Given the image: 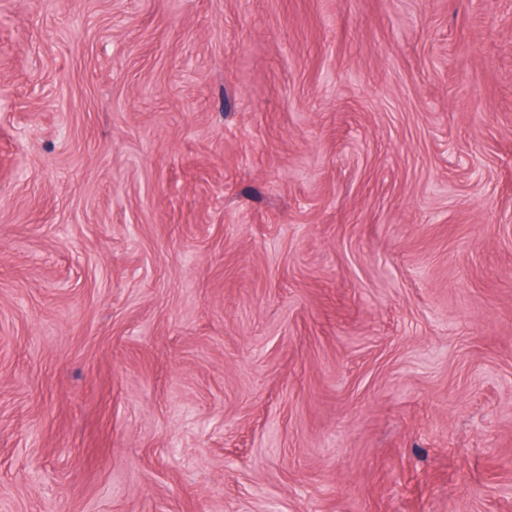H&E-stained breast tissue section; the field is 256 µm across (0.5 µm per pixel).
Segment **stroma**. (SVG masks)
Instances as JSON below:
<instances>
[{
	"label": "stroma",
	"mask_w": 512,
	"mask_h": 512,
	"mask_svg": "<svg viewBox=\"0 0 512 512\" xmlns=\"http://www.w3.org/2000/svg\"><path fill=\"white\" fill-rule=\"evenodd\" d=\"M512 512V0H0V512Z\"/></svg>",
	"instance_id": "1"
}]
</instances>
